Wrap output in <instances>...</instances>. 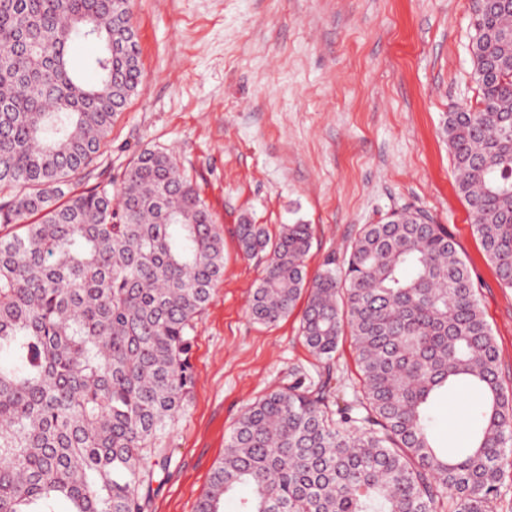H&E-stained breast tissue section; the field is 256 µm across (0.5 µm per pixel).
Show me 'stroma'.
Masks as SVG:
<instances>
[{
	"label": "stroma",
	"instance_id": "stroma-1",
	"mask_svg": "<svg viewBox=\"0 0 512 512\" xmlns=\"http://www.w3.org/2000/svg\"><path fill=\"white\" fill-rule=\"evenodd\" d=\"M139 93L119 113L98 177H120L145 148L174 154L224 233V276L200 316L195 383L167 439L148 512H195L245 409L297 380L352 393L343 338L332 369L299 334L301 309L273 325L249 314L265 265L245 256L242 220L310 225L308 277L343 264L361 225L422 210L467 263L512 383V288L486 259L455 189L443 117L475 106V0H135ZM460 390L435 404L439 440H466Z\"/></svg>",
	"mask_w": 512,
	"mask_h": 512
}]
</instances>
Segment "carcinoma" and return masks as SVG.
<instances>
[{"mask_svg": "<svg viewBox=\"0 0 512 512\" xmlns=\"http://www.w3.org/2000/svg\"><path fill=\"white\" fill-rule=\"evenodd\" d=\"M132 0H0V512H147L189 397L198 317L224 275V236L173 154L141 150L117 192L74 191L142 86ZM480 107L443 118L456 187L485 255L512 288V16L475 13ZM26 38L27 49L15 44ZM77 40L98 45L85 68ZM504 76L482 75L486 56ZM266 254L252 318L306 299L301 335L327 368L346 335L359 389L331 378L253 403L225 442L196 512H502L512 469V386L467 265L422 211L365 224L341 270L309 281L308 224L245 220ZM472 395L468 442H435L432 403Z\"/></svg>", "mask_w": 512, "mask_h": 512, "instance_id": "cac0c4a2", "label": "carcinoma"}]
</instances>
